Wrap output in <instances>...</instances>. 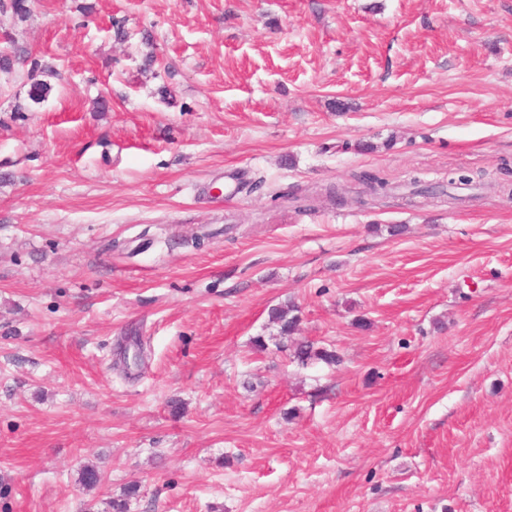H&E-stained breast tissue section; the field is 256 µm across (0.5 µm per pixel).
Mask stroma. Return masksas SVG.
<instances>
[{"instance_id":"obj_1","label":"stroma","mask_w":512,"mask_h":512,"mask_svg":"<svg viewBox=\"0 0 512 512\" xmlns=\"http://www.w3.org/2000/svg\"><path fill=\"white\" fill-rule=\"evenodd\" d=\"M29 8L0 512H512V0ZM295 311L293 305H280L270 310V319L280 326V332L282 334L292 333L297 326L299 317L292 314ZM294 357L298 362L304 365L310 360H320L327 364L337 362L336 352L324 348H314L312 342L298 344L294 352Z\"/></svg>"}]
</instances>
